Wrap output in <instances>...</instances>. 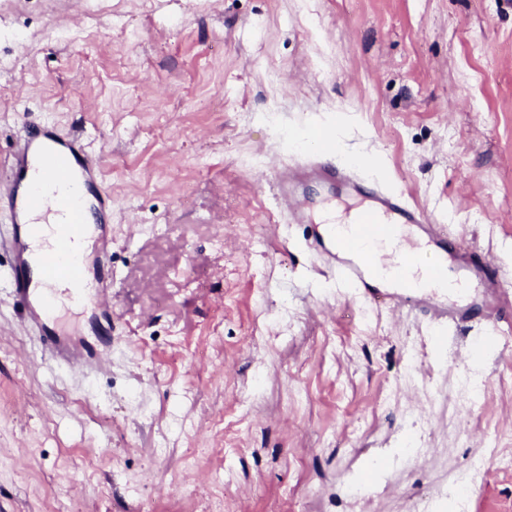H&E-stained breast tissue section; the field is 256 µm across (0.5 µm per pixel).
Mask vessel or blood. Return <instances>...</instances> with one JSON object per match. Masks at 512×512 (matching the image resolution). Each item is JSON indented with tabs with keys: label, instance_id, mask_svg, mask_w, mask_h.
Masks as SVG:
<instances>
[{
	"label": "vessel or blood",
	"instance_id": "obj_1",
	"mask_svg": "<svg viewBox=\"0 0 512 512\" xmlns=\"http://www.w3.org/2000/svg\"><path fill=\"white\" fill-rule=\"evenodd\" d=\"M10 169L9 199L14 211H37L60 220L57 247L44 262L46 277L51 280L58 277L72 279L73 297L78 301L83 300L87 286H95L98 303H105L106 292L112 285L111 279L101 274L91 284L82 279L80 273L83 264L70 246L84 222L87 200L95 199L102 206L109 199L99 178L101 156L87 151L79 139H56L49 136L44 127L31 126L26 130L23 147L15 155ZM312 182L343 186L349 196L360 199L363 204L355 223L344 225L333 238H326L322 226L313 223L303 198L306 186ZM48 183L59 185V192L46 194L44 186ZM276 187V200L280 207L287 210L289 222L310 225L307 248L329 256V269L343 287L353 288L364 284L368 270L375 263V242L380 237L393 235L400 226L420 230L440 249L455 256L467 274L484 287L493 288L499 282L498 267L485 255L452 239L445 225L437 223L425 209L410 203L404 193L390 189L361 165L337 163L316 154L289 165ZM12 250L14 264L9 286L14 297L27 306L31 303V293L25 233L15 234ZM419 262L418 253L413 248H406L399 262L392 267L393 277L402 282L401 292L385 297L372 294V302L425 309L434 326L455 323L457 311L433 304L417 281L411 279L409 271ZM43 341L57 358L70 366L80 368L90 362L89 357L71 351L55 336H44Z\"/></svg>",
	"mask_w": 512,
	"mask_h": 512
}]
</instances>
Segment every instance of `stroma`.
<instances>
[{"label": "stroma", "instance_id": "stroma-1", "mask_svg": "<svg viewBox=\"0 0 512 512\" xmlns=\"http://www.w3.org/2000/svg\"><path fill=\"white\" fill-rule=\"evenodd\" d=\"M102 154L106 306L45 351L0 272V512H512V8L503 0H0V172L24 124ZM363 155L501 288H339L273 184L286 135ZM484 471L472 477L474 459ZM415 249L424 258L430 252V248L423 243H420ZM416 251H414L413 245H409V248H405L399 262L392 267L393 277L402 281V291L394 296L370 293L371 301L375 304H395L402 307L425 309L430 312V324L433 326H447L455 323L457 317H461V314L457 310L449 308L447 310L433 304L430 296L424 292V288H421L417 281L410 278L409 270L420 262V257ZM42 339L44 343L51 347L57 358L72 367L80 368L86 366L91 363V359H95L92 354H90V356H84L82 354L71 351L56 336H48L47 334H44Z\"/></svg>", "mask_w": 512, "mask_h": 512}]
</instances>
